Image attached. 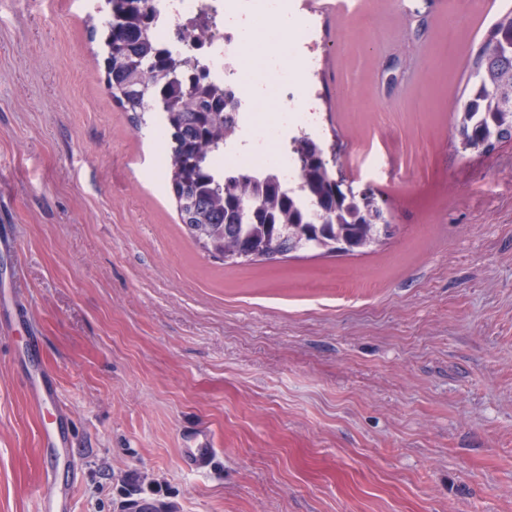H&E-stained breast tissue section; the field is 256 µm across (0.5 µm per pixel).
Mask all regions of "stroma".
Segmentation results:
<instances>
[{"instance_id":"obj_1","label":"stroma","mask_w":512,"mask_h":512,"mask_svg":"<svg viewBox=\"0 0 512 512\" xmlns=\"http://www.w3.org/2000/svg\"><path fill=\"white\" fill-rule=\"evenodd\" d=\"M97 2L0 0V512H37L48 465L69 512H512V141L454 139L502 0L322 13L336 167L395 230L239 265L189 237L107 95ZM40 367L71 467L39 450Z\"/></svg>"}]
</instances>
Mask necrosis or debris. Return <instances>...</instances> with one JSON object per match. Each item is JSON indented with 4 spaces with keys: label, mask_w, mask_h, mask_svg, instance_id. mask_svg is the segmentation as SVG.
<instances>
[{
    "label": "necrosis or debris",
    "mask_w": 512,
    "mask_h": 512,
    "mask_svg": "<svg viewBox=\"0 0 512 512\" xmlns=\"http://www.w3.org/2000/svg\"><path fill=\"white\" fill-rule=\"evenodd\" d=\"M152 29L158 48L179 56L192 53L189 76L231 90L240 127L255 125L257 135H241L224 150L227 168L244 167L258 177L276 176L284 187L297 186L299 170L291 141L323 137V117L314 79L319 71L318 0H153ZM275 19L292 27L280 38L266 27ZM207 26L208 40L190 36ZM271 50L252 67L244 60L257 40ZM271 96L276 112L254 109L257 97Z\"/></svg>",
    "instance_id": "1"
}]
</instances>
